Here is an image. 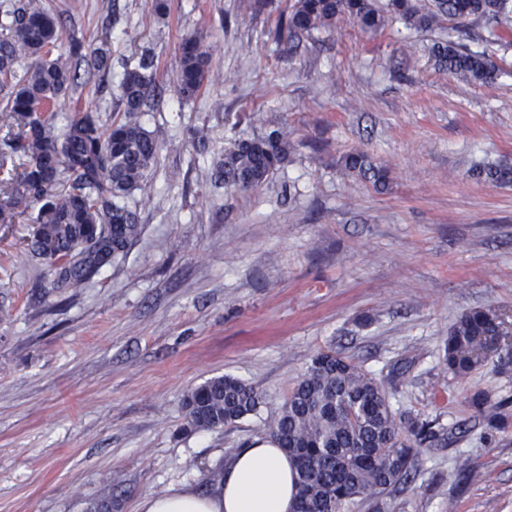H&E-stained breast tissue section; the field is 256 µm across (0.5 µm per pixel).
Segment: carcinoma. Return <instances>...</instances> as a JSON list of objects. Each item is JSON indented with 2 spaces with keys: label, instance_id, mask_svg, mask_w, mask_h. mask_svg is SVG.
<instances>
[{
  "label": "carcinoma",
  "instance_id": "1",
  "mask_svg": "<svg viewBox=\"0 0 512 512\" xmlns=\"http://www.w3.org/2000/svg\"><path fill=\"white\" fill-rule=\"evenodd\" d=\"M388 12L410 28H429L441 17L455 22L430 48L437 68L460 80L488 84L496 67L485 52L461 42L462 27L481 23L482 40L499 44L512 35V0H389ZM354 20L365 32L386 19L375 0H294L276 36L290 38L336 28ZM62 40L57 18L44 0H12L0 11V114L8 120L0 140V224H13L23 206L39 205L32 251L47 265L59 288L77 290L123 256L142 233L137 206L128 198L146 194L163 134L149 131L140 116L162 93L157 58L145 51L136 67L124 69L119 109L102 121L74 99L77 66L87 74L111 69V56L72 37L67 56H53ZM202 36H185L176 50L175 91L195 100L211 81ZM293 143L274 129L239 140L224 151L214 180L227 189L253 190L287 159ZM344 169L378 188L386 166L364 151L343 156ZM494 185L512 183V168L477 172ZM504 314L474 308L448 332L443 360L448 371L466 376L489 360L488 346L503 337ZM472 405L495 430L509 427L499 405L477 391ZM260 407L256 388L230 375L211 378L185 398L188 424L210 430L235 423ZM272 440L292 458L298 495L295 512H338L356 499L373 502L406 481L422 447L438 432L433 422L396 415L385 383L334 352L316 355L269 425Z\"/></svg>",
  "mask_w": 512,
  "mask_h": 512
}]
</instances>
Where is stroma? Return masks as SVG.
Here are the masks:
<instances>
[{
  "instance_id": "obj_1",
  "label": "stroma",
  "mask_w": 512,
  "mask_h": 512,
  "mask_svg": "<svg viewBox=\"0 0 512 512\" xmlns=\"http://www.w3.org/2000/svg\"><path fill=\"white\" fill-rule=\"evenodd\" d=\"M65 36L116 62L151 48L166 87L141 117L165 141L142 203L141 238L85 288H55L28 253L30 225L0 227V512H114L181 483L208 493L237 449L269 424L310 365L332 349L392 381L396 414L434 421L409 479L381 512H512V427L489 431L470 404L485 391L512 420V366L459 377L444 340L465 310L512 324V185L475 167L512 166V47L484 46L494 82L435 67L434 29L351 21L273 32L293 0H49ZM201 34L214 76L183 101L174 48ZM261 121H251L252 113ZM294 149L261 187L214 190L211 163L270 123ZM387 164L377 189L345 153ZM231 375L261 394L258 414L207 431L187 424V392Z\"/></svg>"
}]
</instances>
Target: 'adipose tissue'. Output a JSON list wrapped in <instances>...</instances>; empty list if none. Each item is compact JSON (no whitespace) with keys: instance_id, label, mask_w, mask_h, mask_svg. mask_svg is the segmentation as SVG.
<instances>
[{"instance_id":"ef3b65f1","label":"adipose tissue","mask_w":512,"mask_h":512,"mask_svg":"<svg viewBox=\"0 0 512 512\" xmlns=\"http://www.w3.org/2000/svg\"><path fill=\"white\" fill-rule=\"evenodd\" d=\"M295 479L288 456L268 439L236 450L211 493L172 486L144 498L138 512H293Z\"/></svg>"}]
</instances>
